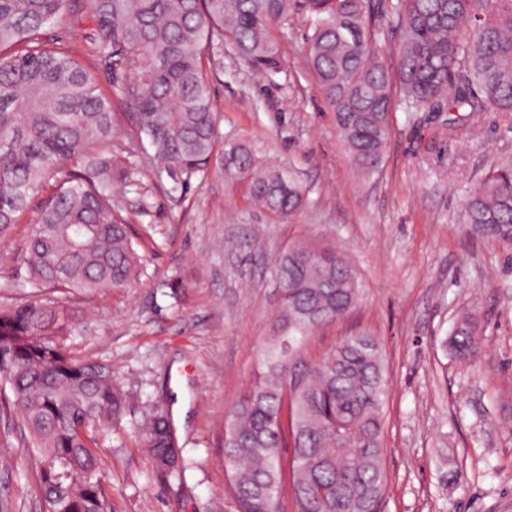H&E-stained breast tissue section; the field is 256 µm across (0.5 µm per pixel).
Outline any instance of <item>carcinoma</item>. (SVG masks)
Listing matches in <instances>:
<instances>
[{"mask_svg":"<svg viewBox=\"0 0 512 512\" xmlns=\"http://www.w3.org/2000/svg\"><path fill=\"white\" fill-rule=\"evenodd\" d=\"M65 2L0 0V237L38 202L29 278L94 296L141 281L136 245L112 205L137 172L107 148L112 98L96 75L69 48L41 37ZM87 8L98 26L90 54L144 74L128 94L149 159L183 188L215 165L244 202L276 223L293 219L309 189L291 166L270 164L257 139L242 137L216 152L205 58L228 43L253 71L277 69L280 27L291 12L311 19L307 61L363 176L382 165L396 84L409 108L512 112V0H399L391 68L379 59L364 0H88ZM48 186L52 192L39 197ZM464 212L477 235L512 241V161L493 167ZM271 265L281 293L263 369L224 424L237 512H281L287 430L296 512H380L387 377L378 343L351 336L311 366L295 367L304 339L356 306V273L341 254L303 243ZM70 336L68 314L52 302L0 309L5 399L27 425L46 512H112L100 432L123 414L126 396L111 367L74 356ZM450 345L461 360L476 353L471 316L458 322ZM172 429L170 416L156 411L138 431L163 477L179 473Z\"/></svg>","mask_w":512,"mask_h":512,"instance_id":"cac0c4a2","label":"carcinoma"}]
</instances>
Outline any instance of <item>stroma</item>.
Returning <instances> with one entry per match:
<instances>
[{
	"label": "stroma",
	"instance_id": "stroma-1",
	"mask_svg": "<svg viewBox=\"0 0 512 512\" xmlns=\"http://www.w3.org/2000/svg\"><path fill=\"white\" fill-rule=\"evenodd\" d=\"M394 2L367 0L387 64L399 41ZM310 32L305 15H289L275 72L255 74L228 48L207 62L218 142L263 141L271 161L292 163L309 188L295 219L278 224L221 173L184 190L143 162L126 93L140 73L98 64L86 0H67L43 35L73 44L112 98V151L139 169L114 204L144 275L137 288L93 299L33 287L24 262L32 207L0 240V309L35 298L62 306L76 356L117 376L126 411L100 437L113 512H236L224 421L254 380L278 306L270 261L296 242L334 250L355 270L361 299L308 336L301 359L321 360L351 336L378 342L387 374L381 512H512V241L476 235L463 209L490 168L512 158V114L487 107L459 120L394 100L382 168L362 178L302 53ZM466 312L478 329L470 362L448 345ZM156 409L171 414L184 458L164 480L137 441L140 420ZM26 435L20 414L0 404V512H44Z\"/></svg>",
	"mask_w": 512,
	"mask_h": 512
}]
</instances>
